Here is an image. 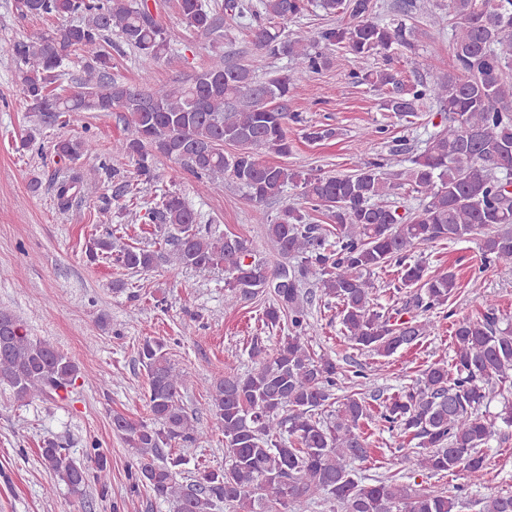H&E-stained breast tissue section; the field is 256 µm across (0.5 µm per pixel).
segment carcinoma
I'll use <instances>...</instances> for the list:
<instances>
[{
    "instance_id": "1",
    "label": "carcinoma",
    "mask_w": 512,
    "mask_h": 512,
    "mask_svg": "<svg viewBox=\"0 0 512 512\" xmlns=\"http://www.w3.org/2000/svg\"><path fill=\"white\" fill-rule=\"evenodd\" d=\"M327 15L349 18L312 34L288 29L312 4ZM262 13L245 0H224L222 10L205 0H178L184 28L217 45L224 23L251 32L254 49L285 58L290 66L265 81L222 53L186 80L158 87L127 85L112 78L109 34L118 31L145 68L163 61L172 34L161 22L160 0H17L32 17L75 16L60 29L20 40L12 47L18 78L29 102L32 132L64 126L76 112H119L123 135L115 153L134 162L133 181L123 180L106 200L120 203L133 186L156 180L158 158L208 184L244 191L257 221L267 226L276 249L270 259L255 258L252 243L233 233L213 235L202 229L197 213L176 191L161 194L151 218L177 230L170 235L166 259L198 272L224 270L225 297L232 303L264 297L263 321L287 324L288 334L274 347L252 343L255 367L230 372L207 391L205 409L213 429L224 435L222 470L206 466L185 483L186 459L175 451L197 442L193 416L181 403L184 372L167 356L163 344L146 339L138 349L148 377L149 420L111 414L112 431L135 457L129 479L155 498L174 504L175 512H308L324 502L331 512H459L460 498L431 485L402 483L391 475L366 483L350 463L368 456L364 421L367 397L350 391L335 397L342 367L330 357L310 352L314 332L308 296L310 281L321 296L336 300L344 336L373 355L389 357L418 344L435 328L431 314L448 303L457 288L449 271L431 276L421 261L406 262L413 250L443 240L482 234L483 257L512 267V0H450L453 62L448 74L433 80H405L392 67L397 51L413 49L412 29L399 19L376 18L374 0H261ZM345 49L364 58L379 55L386 67L365 72L361 80L390 87L382 107L413 123L425 106L444 113V124L430 133L409 165L391 170L393 161H363L348 174L296 171L263 163L262 150L286 156L292 151L288 111L309 76L330 64L326 51ZM88 60L79 90L63 95L58 82L73 56ZM329 126L306 128L305 138L335 137ZM90 138H61L54 154L71 164L56 187L57 204L67 207L87 181L73 167L92 150ZM294 186L309 210L283 207L271 218L266 206ZM406 191L420 201L403 216L385 201ZM319 212L327 223L310 222ZM109 231L93 239L87 257L101 256L133 272H149L159 254L115 245ZM397 267L398 288L406 305L421 317L396 319L375 309L372 276ZM453 371L434 363L415 382L387 396L381 419L417 441L405 457L413 471L452 472L479 484L486 470L482 448L497 433L496 422L480 413L495 386L512 381V323L500 325L497 309L485 303L480 318L453 323ZM79 378L77 364L51 342L28 334L22 321L0 311V385L19 401L53 399ZM42 463L71 495L82 498L89 477L103 487L109 478L106 455L95 450L77 463L54 441L40 448ZM482 512H512V495L494 494Z\"/></svg>"
}]
</instances>
